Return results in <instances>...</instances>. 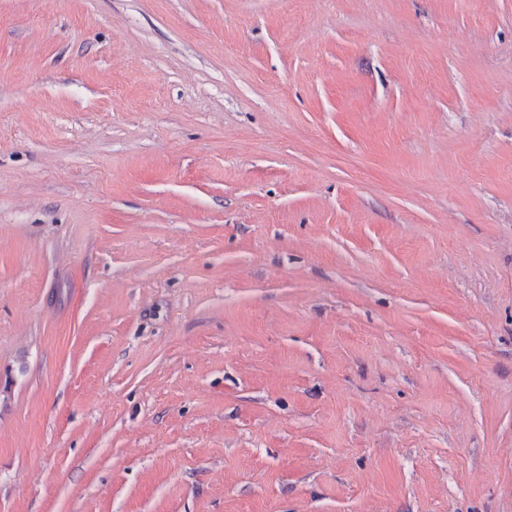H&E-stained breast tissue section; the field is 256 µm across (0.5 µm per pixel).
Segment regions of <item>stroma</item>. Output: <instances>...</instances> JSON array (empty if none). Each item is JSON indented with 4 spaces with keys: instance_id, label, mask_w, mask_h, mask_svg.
Wrapping results in <instances>:
<instances>
[{
    "instance_id": "stroma-1",
    "label": "stroma",
    "mask_w": 512,
    "mask_h": 512,
    "mask_svg": "<svg viewBox=\"0 0 512 512\" xmlns=\"http://www.w3.org/2000/svg\"><path fill=\"white\" fill-rule=\"evenodd\" d=\"M0 512H512V0H0Z\"/></svg>"
}]
</instances>
